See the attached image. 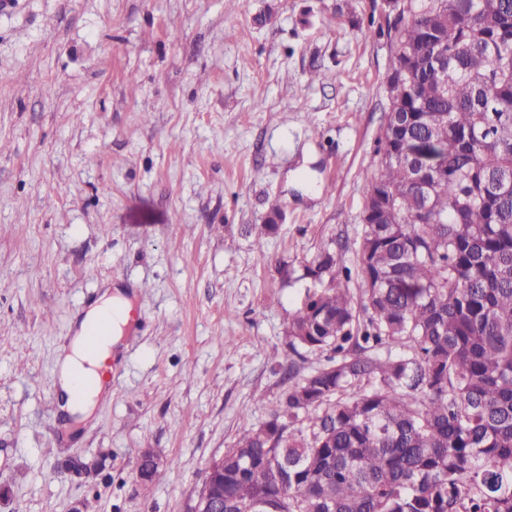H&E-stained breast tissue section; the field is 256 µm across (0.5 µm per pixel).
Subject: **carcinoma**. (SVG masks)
Here are the masks:
<instances>
[{
	"instance_id": "carcinoma-1",
	"label": "carcinoma",
	"mask_w": 512,
	"mask_h": 512,
	"mask_svg": "<svg viewBox=\"0 0 512 512\" xmlns=\"http://www.w3.org/2000/svg\"><path fill=\"white\" fill-rule=\"evenodd\" d=\"M392 30L364 301L312 259L329 287L289 323L284 401L224 452V512H512V0H401Z\"/></svg>"
}]
</instances>
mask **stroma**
I'll return each instance as SVG.
<instances>
[{"label": "stroma", "mask_w": 512, "mask_h": 512, "mask_svg": "<svg viewBox=\"0 0 512 512\" xmlns=\"http://www.w3.org/2000/svg\"><path fill=\"white\" fill-rule=\"evenodd\" d=\"M389 23L379 0L0 6V512H189L283 402L312 258L360 285ZM108 288L135 329L68 431L56 357Z\"/></svg>", "instance_id": "stroma-1"}]
</instances>
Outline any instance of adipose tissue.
Masks as SVG:
<instances>
[{
	"label": "adipose tissue",
	"instance_id": "ef3b65f1",
	"mask_svg": "<svg viewBox=\"0 0 512 512\" xmlns=\"http://www.w3.org/2000/svg\"><path fill=\"white\" fill-rule=\"evenodd\" d=\"M130 305L122 293L105 292L83 313L79 328L59 358V384L67 410L90 419L98 402L109 390L96 379L97 370L110 359L114 349L122 344L128 324ZM108 319L109 329L96 348H89L87 336L101 320Z\"/></svg>",
	"mask_w": 512,
	"mask_h": 512
}]
</instances>
